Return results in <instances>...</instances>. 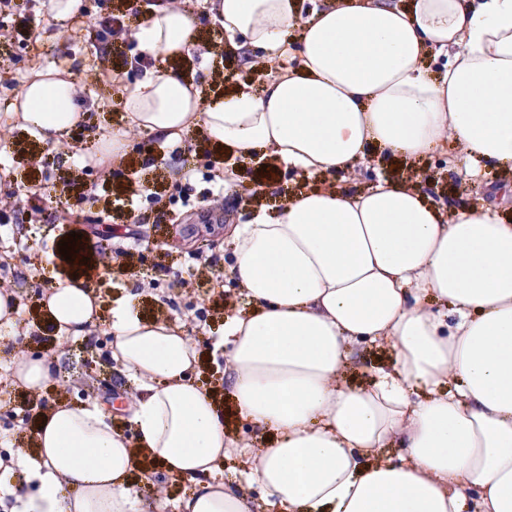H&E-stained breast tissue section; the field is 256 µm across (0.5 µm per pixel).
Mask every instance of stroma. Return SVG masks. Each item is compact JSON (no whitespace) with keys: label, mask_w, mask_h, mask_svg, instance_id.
I'll return each mask as SVG.
<instances>
[{"label":"stroma","mask_w":512,"mask_h":512,"mask_svg":"<svg viewBox=\"0 0 512 512\" xmlns=\"http://www.w3.org/2000/svg\"><path fill=\"white\" fill-rule=\"evenodd\" d=\"M83 11L70 31L58 32L49 20V0H35L29 17L9 15L0 23L13 29L12 41L0 42V110L13 100L36 66L70 67L75 81H83L101 46L111 40L103 20L112 9L110 0H82ZM183 9L193 17L200 43L191 57L174 62L175 70L203 80L206 96H214L244 84L252 88L269 78L268 68L249 62L225 47V38L205 8L204 0H185ZM140 58L136 38L120 42L112 56L117 85L105 82L88 86L81 104L86 114L83 128L66 136L62 144L41 145L28 131H9V142L0 145V279H6L18 296L22 311L16 336L0 338V382L7 372L8 354L19 351L55 353L60 369L38 394L11 385L12 407L27 415L26 423L5 427L0 436L13 447L27 445L41 414L56 401L94 399L101 391L100 380L126 384L125 376L107 369L88 370L78 339H64L47 319L37 290L43 280L44 262H51L60 278L88 283L104 306L129 292L141 293L144 317H167L184 325L199 346L198 378L210 389L224 411V421L238 437L253 439L248 424L235 413L224 393V362L218 345L224 322L232 309L243 310L249 303L233 281L211 273L196 251L216 255L220 263H231L227 242L230 224L247 221L263 197L250 196L248 186L258 183L287 185L288 173L271 157L241 161L230 158L209 144L203 133L193 132L183 143L171 145L149 135L133 136L125 162L114 168L109 183L99 178L100 167L80 162L82 144L97 131L105 117L119 119L125 86L141 77L135 64ZM458 152L455 143L414 165L387 159L363 164L348 175L351 185H364L383 175L418 179L423 190L436 194L440 208L463 203L469 186L464 175L450 171ZM236 173V181L225 190L220 209H213L209 194L219 185L225 169ZM138 176L148 193H132L130 176ZM112 228L113 247L123 248L129 236L147 245L145 259L116 255L111 269L100 267V257L90 248L96 224ZM79 234L85 245L80 262L61 257L59 245ZM95 279H88L90 268ZM169 275H159V268ZM394 351L387 345L360 343L356 359L347 368L344 381L358 388L368 385L375 374L392 365ZM133 480L139 490L161 483L166 496L177 500L192 489L190 482L166 476L164 468L148 455H140Z\"/></svg>","instance_id":"35a3bbf8"}]
</instances>
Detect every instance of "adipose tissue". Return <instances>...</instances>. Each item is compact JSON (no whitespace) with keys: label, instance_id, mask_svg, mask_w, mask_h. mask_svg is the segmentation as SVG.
I'll return each instance as SVG.
<instances>
[{"label":"adipose tissue","instance_id":"ef3b65f1","mask_svg":"<svg viewBox=\"0 0 512 512\" xmlns=\"http://www.w3.org/2000/svg\"><path fill=\"white\" fill-rule=\"evenodd\" d=\"M230 47L274 74L260 92L205 101L198 84L151 68L123 99L96 158L123 162L131 135L181 143L193 130L238 158L268 154L306 177L349 172L369 148L406 161L460 147L473 187L484 167L512 168V0H208ZM296 48H289L290 33ZM142 56L176 62L199 43L192 17L160 0L135 33ZM445 55L443 75L423 65ZM70 70L33 69L0 128L60 143L84 123ZM229 274L250 311L224 323V383L258 447L231 436L193 374L199 351L165 319L117 302L111 359L136 393L135 434L98 401L60 403L35 446L0 462L8 512H259V486L280 512H512V219L496 200L441 214L417 183L335 184L291 194L233 225ZM449 304L453 319L429 298ZM41 306L62 335L95 332L100 305L60 280ZM395 359L359 390L342 383L357 343ZM58 358L18 352L8 371L40 391ZM404 449L401 460L382 457ZM191 481L178 504L145 500L130 480L139 454ZM230 456L240 481L216 470Z\"/></svg>","mask_w":512,"mask_h":512}]
</instances>
